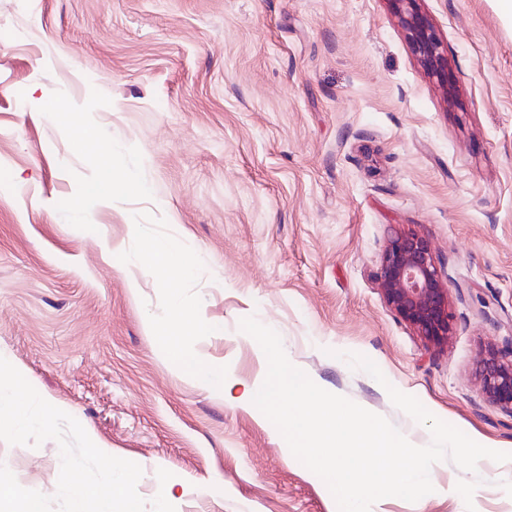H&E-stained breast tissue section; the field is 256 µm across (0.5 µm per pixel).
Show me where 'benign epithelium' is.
Here are the masks:
<instances>
[{"label": "benign epithelium", "instance_id": "benign-epithelium-1", "mask_svg": "<svg viewBox=\"0 0 512 512\" xmlns=\"http://www.w3.org/2000/svg\"><path fill=\"white\" fill-rule=\"evenodd\" d=\"M395 11L409 32L427 70L443 83L447 58L418 0H392ZM381 291L389 306L416 333L434 345H443L452 335L449 285L439 275L428 242L413 233H397L388 239L380 275ZM482 393L492 403L512 414V335L502 345L493 344L480 360Z\"/></svg>", "mask_w": 512, "mask_h": 512}]
</instances>
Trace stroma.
I'll list each match as a JSON object with an SVG mask.
<instances>
[{"mask_svg": "<svg viewBox=\"0 0 512 512\" xmlns=\"http://www.w3.org/2000/svg\"><path fill=\"white\" fill-rule=\"evenodd\" d=\"M419 8L447 83L391 0H0V356L102 451L141 466L146 512H338L259 410L235 402L267 370L239 328L249 316L318 386L413 445L429 428L387 386L511 455L473 472L437 462L433 493L371 512H512L498 476L512 470V414L475 376L512 334V18L498 0ZM107 144L152 195L85 199ZM395 232L426 239L450 278L445 345L383 297ZM163 236L199 256L164 284L137 264ZM175 301L214 324L188 346L228 392L202 387L150 331ZM0 464L55 495V441L0 440Z\"/></svg>", "mask_w": 512, "mask_h": 512, "instance_id": "obj_1", "label": "stroma"}]
</instances>
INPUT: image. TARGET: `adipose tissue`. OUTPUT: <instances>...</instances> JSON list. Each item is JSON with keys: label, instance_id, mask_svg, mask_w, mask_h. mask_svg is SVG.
Masks as SVG:
<instances>
[{"label": "adipose tissue", "instance_id": "adipose-tissue-1", "mask_svg": "<svg viewBox=\"0 0 512 512\" xmlns=\"http://www.w3.org/2000/svg\"><path fill=\"white\" fill-rule=\"evenodd\" d=\"M197 261L195 253L186 245L170 238H152L145 245L139 260L143 275L165 280L176 275L188 274ZM212 323L198 315H189L182 305L176 304L167 319L155 321L153 332L168 341L169 354L183 367L191 368L199 384L207 388L222 389L226 386L221 370L204 367L191 356L184 344L187 335L211 332Z\"/></svg>", "mask_w": 512, "mask_h": 512}]
</instances>
